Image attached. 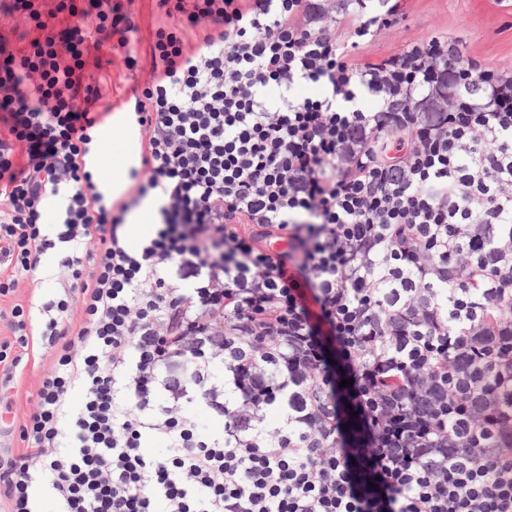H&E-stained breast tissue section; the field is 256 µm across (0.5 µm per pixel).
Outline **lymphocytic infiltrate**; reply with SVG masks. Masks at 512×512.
Listing matches in <instances>:
<instances>
[{"instance_id":"obj_1","label":"lymphocytic infiltrate","mask_w":512,"mask_h":512,"mask_svg":"<svg viewBox=\"0 0 512 512\" xmlns=\"http://www.w3.org/2000/svg\"><path fill=\"white\" fill-rule=\"evenodd\" d=\"M155 2L142 56L123 0L5 5L26 33L0 36V298L59 265L0 342V408L22 352L51 358L0 512H39L36 483L57 512H512V448L462 440L432 367L512 345V62L447 35L364 55L406 0ZM110 43L150 71L118 202L86 162ZM460 382L482 429L493 398ZM59 261L58 254L48 252L42 256L39 268L42 271L41 275L34 274L33 280L28 279L20 283L19 288L14 296L11 298H2L0 301V310H7L14 303L23 305L40 304L43 301L51 298L53 289L55 288L53 273Z\"/></svg>"}]
</instances>
